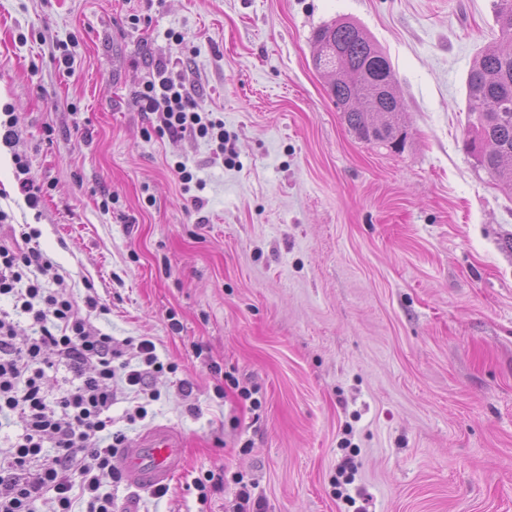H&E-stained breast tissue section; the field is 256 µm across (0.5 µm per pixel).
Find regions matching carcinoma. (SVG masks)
I'll use <instances>...</instances> for the list:
<instances>
[{"label":"carcinoma","mask_w":512,"mask_h":512,"mask_svg":"<svg viewBox=\"0 0 512 512\" xmlns=\"http://www.w3.org/2000/svg\"><path fill=\"white\" fill-rule=\"evenodd\" d=\"M500 39L474 60L466 80L468 111L476 116L470 148L498 184L512 192V0H495ZM315 70L331 77L330 91L348 128L364 142L404 145L396 73L362 28L338 19L312 35Z\"/></svg>","instance_id":"1"}]
</instances>
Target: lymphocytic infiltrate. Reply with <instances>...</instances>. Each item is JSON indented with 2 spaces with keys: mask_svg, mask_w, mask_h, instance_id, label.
I'll use <instances>...</instances> for the list:
<instances>
[{
  "mask_svg": "<svg viewBox=\"0 0 512 512\" xmlns=\"http://www.w3.org/2000/svg\"><path fill=\"white\" fill-rule=\"evenodd\" d=\"M142 111L155 114L164 136H192L224 152V122L196 109L187 87L173 76V64L158 61L136 93ZM37 231H19L0 211V417L15 419L14 435L0 441V512H116L112 486L121 476L112 460L125 436L112 428L118 391L132 394L129 422L145 419L157 400L151 376L163 363L154 341L139 339L132 358H123L108 334L89 318L104 312L95 291L82 298L48 286L52 261ZM33 334L19 338L18 317Z\"/></svg>",
  "mask_w": 512,
  "mask_h": 512,
  "instance_id": "1",
  "label": "lymphocytic infiltrate"
}]
</instances>
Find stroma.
Masks as SVG:
<instances>
[{
	"mask_svg": "<svg viewBox=\"0 0 512 512\" xmlns=\"http://www.w3.org/2000/svg\"><path fill=\"white\" fill-rule=\"evenodd\" d=\"M341 17L395 70L404 148L356 138L312 65ZM499 36L493 0H0V210L50 287L95 288L94 328L155 342L160 398L132 424L118 394L113 430L185 439L167 494L121 480V512H240L238 478L266 512H512V193L466 148ZM162 58L230 156L151 134L135 93ZM14 162L18 172L19 190L24 194L27 203L31 207H36L41 197L42 186L28 176L30 173L29 166L21 157L16 156ZM20 175L24 177L21 178Z\"/></svg>",
	"mask_w": 512,
	"mask_h": 512,
	"instance_id": "stroma-1",
	"label": "stroma"
}]
</instances>
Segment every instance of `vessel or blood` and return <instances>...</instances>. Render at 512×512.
Instances as JSON below:
<instances>
[{"label": "vessel or blood", "mask_w": 512, "mask_h": 512, "mask_svg": "<svg viewBox=\"0 0 512 512\" xmlns=\"http://www.w3.org/2000/svg\"><path fill=\"white\" fill-rule=\"evenodd\" d=\"M180 430L157 424L126 442L113 458V465L130 483L142 489L167 487L183 458Z\"/></svg>", "instance_id": "b4317fda"}]
</instances>
